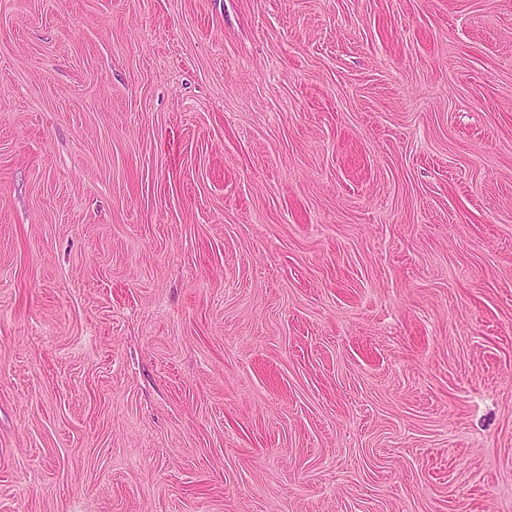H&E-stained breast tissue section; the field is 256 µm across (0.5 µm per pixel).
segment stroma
<instances>
[{
	"instance_id": "35a3bbf8",
	"label": "stroma",
	"mask_w": 512,
	"mask_h": 512,
	"mask_svg": "<svg viewBox=\"0 0 512 512\" xmlns=\"http://www.w3.org/2000/svg\"><path fill=\"white\" fill-rule=\"evenodd\" d=\"M0 512H512V0H0Z\"/></svg>"
}]
</instances>
